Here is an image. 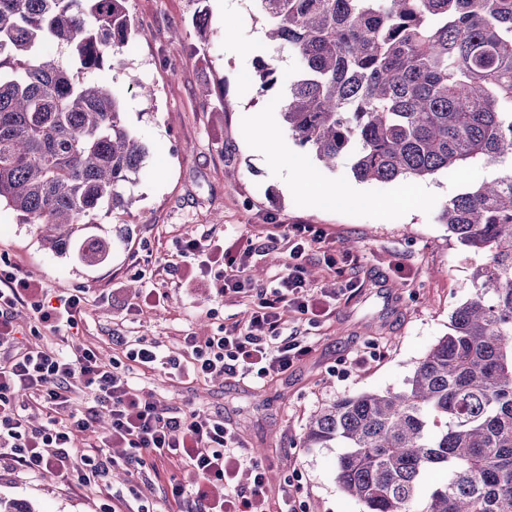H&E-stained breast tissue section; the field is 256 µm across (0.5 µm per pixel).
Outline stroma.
<instances>
[{"label": "stroma", "mask_w": 512, "mask_h": 512, "mask_svg": "<svg viewBox=\"0 0 512 512\" xmlns=\"http://www.w3.org/2000/svg\"><path fill=\"white\" fill-rule=\"evenodd\" d=\"M126 7L135 45L99 79L121 91L126 123L149 150L147 174L133 186L136 203L124 217L129 239L109 262L86 269L45 250L1 208L0 254L39 288L87 289L79 340L109 362L123 359L126 342L172 347L186 334L208 336L245 321L248 300L202 275L181 253L185 240L213 250L257 243L245 275L258 287L274 284L289 262L287 248L271 237L273 225H315L338 250L354 242L348 274L358 290L340 297L330 315L289 317V331L307 337L312 352L287 373L261 384L231 376L189 383L162 367H137L133 375L147 401L223 414L246 451L263 460L272 505L289 490L304 512H362L336 483L339 449L304 447L306 426L338 398L402 389L415 363L447 335L467 296L473 256L437 215L499 169L374 185L353 176L350 158L326 168L295 142L273 106L297 72L295 55L278 53L275 89L262 95L253 85L255 59L268 51L254 0H127ZM201 11L211 24L204 43L192 26ZM142 82L153 97L140 93ZM294 168L323 187L358 190L363 204L307 201L285 188ZM157 292L163 302L154 301ZM0 497L33 500L41 512L101 507L96 493L51 474L20 473L5 459Z\"/></svg>", "instance_id": "1"}]
</instances>
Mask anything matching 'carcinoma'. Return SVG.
Returning <instances> with one entry per match:
<instances>
[{"label": "carcinoma", "mask_w": 512, "mask_h": 512, "mask_svg": "<svg viewBox=\"0 0 512 512\" xmlns=\"http://www.w3.org/2000/svg\"><path fill=\"white\" fill-rule=\"evenodd\" d=\"M126 0H0V207L85 268L129 237L122 213L147 147L121 93L95 80L135 29ZM271 50L254 84L298 75L288 132L362 182L474 165L507 171L439 215L480 258L450 332L394 391L341 397L307 448H340L336 481L364 512H512V0H256ZM112 217L108 229L99 214ZM0 512H36L0 498Z\"/></svg>", "instance_id": "cac0c4a2"}]
</instances>
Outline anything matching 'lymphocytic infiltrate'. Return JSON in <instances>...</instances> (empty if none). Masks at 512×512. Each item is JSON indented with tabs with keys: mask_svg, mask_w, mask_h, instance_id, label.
I'll list each match as a JSON object with an SVG mask.
<instances>
[{
	"mask_svg": "<svg viewBox=\"0 0 512 512\" xmlns=\"http://www.w3.org/2000/svg\"><path fill=\"white\" fill-rule=\"evenodd\" d=\"M277 230L288 246V272L276 285L258 290L242 325L219 328L205 338L183 336L178 347L165 355L156 345L142 341L125 347L121 362H103L94 347L83 343L63 352L28 336L16 345L0 347V459L10 460L27 475L52 472L64 482L97 487L104 497L102 512H117L107 499L112 459L78 452L83 436L95 430L98 408L104 407L110 426L100 438L101 445L127 448L123 461L127 469L138 470L148 460L158 463L176 457L181 461L184 475L169 479L165 503L191 500L190 512H272L262 460L245 451L223 416L170 410L143 400L124 364L130 361L148 368L163 360L195 381L225 374L262 383L288 372L309 355L307 339L284 333L289 313L307 315L319 301H335L337 295L354 292L358 285L331 254L326 262L334 274L333 288L317 296L308 294L302 260L308 246L323 243V233L310 224H281ZM253 252L249 243L222 253L215 262L198 241L184 243L185 255L233 293L247 285L243 272ZM86 303L83 291L52 300L38 296L14 264L0 261L1 336L18 333L13 312L20 305L31 307L39 327L57 337L69 336ZM79 387L92 392V406L75 407L73 393ZM31 404L47 411L41 428L28 425L25 411ZM244 470L250 475L245 488L238 480Z\"/></svg>",
	"mask_w": 512,
	"mask_h": 512,
	"instance_id": "1",
	"label": "lymphocytic infiltrate"
}]
</instances>
